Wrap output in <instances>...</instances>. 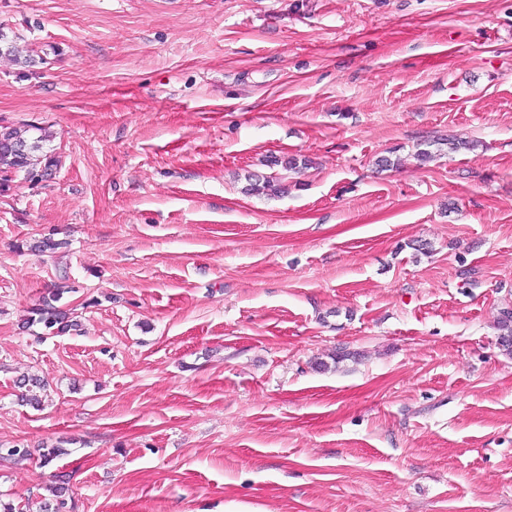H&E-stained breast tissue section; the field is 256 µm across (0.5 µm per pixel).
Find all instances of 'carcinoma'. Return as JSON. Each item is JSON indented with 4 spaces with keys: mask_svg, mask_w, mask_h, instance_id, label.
<instances>
[{
    "mask_svg": "<svg viewBox=\"0 0 512 512\" xmlns=\"http://www.w3.org/2000/svg\"><path fill=\"white\" fill-rule=\"evenodd\" d=\"M47 136L42 128L29 124L22 127L0 126V187L8 186L15 176L32 180V175L43 169L50 170L58 165V159L50 151L44 150ZM246 191L256 195H276L283 192L279 180L269 176L259 178L248 176ZM73 290L67 271H62L59 282L29 311L27 324L40 325L49 335L61 336L70 332L74 324L67 320V315L57 302L62 295ZM498 330L501 351L512 355V313L501 311L498 318Z\"/></svg>",
    "mask_w": 512,
    "mask_h": 512,
    "instance_id": "obj_1",
    "label": "carcinoma"
}]
</instances>
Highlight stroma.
Returning a JSON list of instances; mask_svg holds the SVG:
<instances>
[{
	"label": "stroma",
	"instance_id": "stroma-1",
	"mask_svg": "<svg viewBox=\"0 0 512 512\" xmlns=\"http://www.w3.org/2000/svg\"><path fill=\"white\" fill-rule=\"evenodd\" d=\"M0 33V125L59 159L0 189V500L512 512V0H0ZM64 270L78 330L24 328ZM248 182L246 191L250 194L271 196L281 194L284 189L278 178L272 176L259 178L255 175H248Z\"/></svg>",
	"mask_w": 512,
	"mask_h": 512
}]
</instances>
